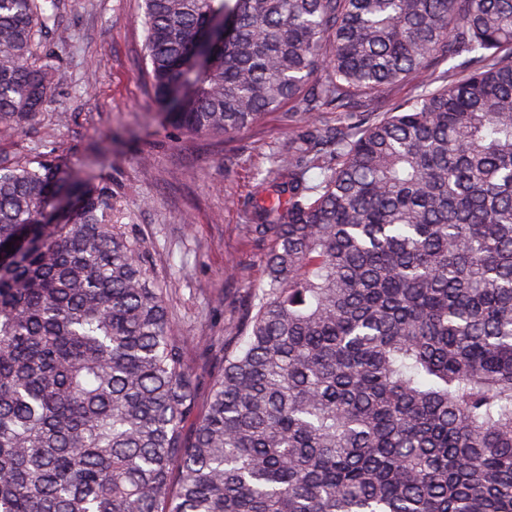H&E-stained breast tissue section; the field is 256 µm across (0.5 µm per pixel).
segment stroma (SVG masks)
I'll return each instance as SVG.
<instances>
[{"mask_svg":"<svg viewBox=\"0 0 512 512\" xmlns=\"http://www.w3.org/2000/svg\"><path fill=\"white\" fill-rule=\"evenodd\" d=\"M60 5L52 102L27 130L0 139V154L22 160L52 149L111 184L122 222L145 237L170 290L206 392L244 281L264 271V247L244 235L256 170L269 153L287 151L300 121L270 112L230 140L162 126L141 51V0ZM232 267L240 278H227Z\"/></svg>","mask_w":512,"mask_h":512,"instance_id":"stroma-1","label":"stroma"}]
</instances>
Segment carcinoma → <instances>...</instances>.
I'll use <instances>...</instances> for the list:
<instances>
[{
    "instance_id": "carcinoma-1",
    "label": "carcinoma",
    "mask_w": 512,
    "mask_h": 512,
    "mask_svg": "<svg viewBox=\"0 0 512 512\" xmlns=\"http://www.w3.org/2000/svg\"><path fill=\"white\" fill-rule=\"evenodd\" d=\"M143 13L165 124L303 122L244 226L264 275L202 404L112 186L1 160L0 512H512V0ZM60 18L0 0L1 135L47 106Z\"/></svg>"
}]
</instances>
